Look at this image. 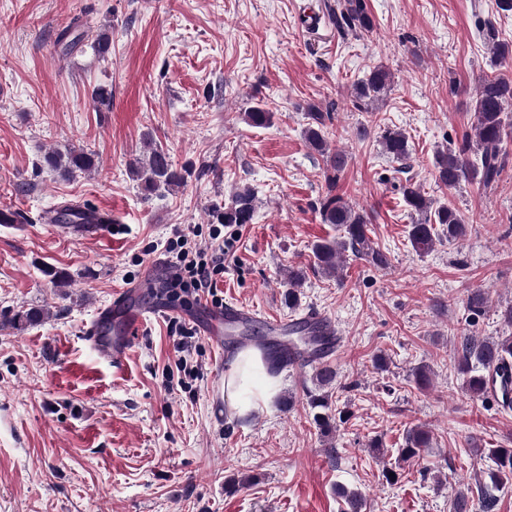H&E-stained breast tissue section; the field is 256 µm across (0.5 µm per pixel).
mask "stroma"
<instances>
[{
  "label": "stroma",
  "mask_w": 512,
  "mask_h": 512,
  "mask_svg": "<svg viewBox=\"0 0 512 512\" xmlns=\"http://www.w3.org/2000/svg\"><path fill=\"white\" fill-rule=\"evenodd\" d=\"M336 3L0 0V207L18 214L0 224V512H343L341 486L363 496V512H452L459 493L490 484L488 451L512 441V409L473 397L454 353L463 332H512L498 315L512 302V167L490 189H445L433 162L469 133L480 82L512 75V58L492 64L480 34L491 19L511 42L512 13L496 0H366L373 31L345 36ZM72 23L82 40L66 52L56 39ZM103 33L104 58L94 50ZM376 65L391 89L357 110L352 88ZM98 85L112 90L110 111L95 109ZM311 102L335 106L327 140L348 156L337 192L370 216L386 267L351 254L342 278L312 267L313 243L336 229L317 211L327 184L302 134ZM258 104L269 126L247 123ZM388 129L405 133L410 175L459 211L464 236L413 250L397 164L379 144ZM151 142L187 170L183 186L141 193L129 163ZM68 145L96 153L97 170L67 179L44 166ZM244 186L256 212L224 265L225 305L263 319L318 312L341 345L332 385L320 387L314 367L285 368L276 400L242 420L224 402L236 358L206 334L214 308L169 302L162 259L170 237L213 223ZM67 200L110 210L111 235L77 240L44 224ZM297 265L308 272L292 310ZM123 288L130 307L155 314L118 375L83 327ZM474 288L488 292L478 314L467 308ZM30 308L43 320L15 328ZM172 318L194 333L188 351L174 347ZM182 358L195 378L179 372ZM421 365L425 389L413 380ZM321 393L326 432L309 404ZM415 425L431 446L400 460Z\"/></svg>",
  "instance_id": "stroma-1"
}]
</instances>
